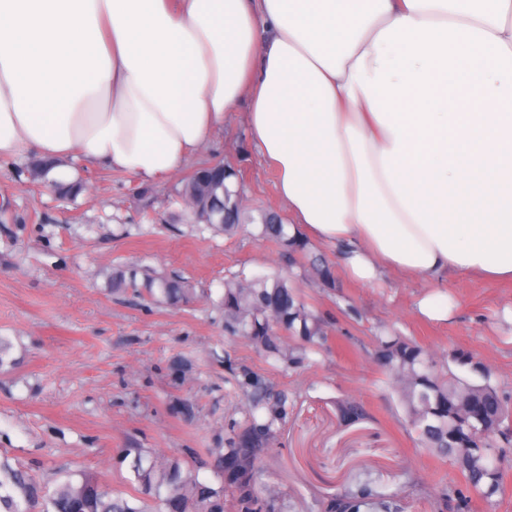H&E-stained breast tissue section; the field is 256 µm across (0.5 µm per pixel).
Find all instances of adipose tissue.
<instances>
[{"mask_svg":"<svg viewBox=\"0 0 512 512\" xmlns=\"http://www.w3.org/2000/svg\"><path fill=\"white\" fill-rule=\"evenodd\" d=\"M289 234L349 276L512 283V0H0V158L149 184L240 104Z\"/></svg>","mask_w":512,"mask_h":512,"instance_id":"ef3b65f1","label":"adipose tissue"}]
</instances>
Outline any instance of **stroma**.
Masks as SVG:
<instances>
[{"label": "stroma", "instance_id": "stroma-1", "mask_svg": "<svg viewBox=\"0 0 512 512\" xmlns=\"http://www.w3.org/2000/svg\"><path fill=\"white\" fill-rule=\"evenodd\" d=\"M221 160L241 175L246 226L216 233L181 220L172 204L177 176L153 185L154 208L143 214L139 183L119 171L78 167L93 189L62 206L30 182L22 158H0V200L12 223L0 230V336L11 348L0 361V459L32 468L41 482L62 472L92 471L111 488L128 487L125 448L198 453L214 447L224 420L242 417L229 394L225 361L243 362L298 396L282 435V453L268 457L266 482L288 497L289 512L342 493L355 480L404 487V512H432L428 490L449 466L425 452L401 424L402 410L374 361V337L395 332L432 351L475 352L512 392V284L459 274L449 279L452 314L422 317V282L390 273L370 284L335 269L323 288L312 272L291 279L307 302L336 320L332 349L304 368L282 372L242 340L224 333L216 305L224 284L269 276L278 255L258 240L260 216L287 210L276 177L251 147L243 112L230 113L223 138L193 156L189 167ZM122 265L178 273L212 300L181 310L147 309L112 293ZM189 361L193 375L180 394L197 399L198 419L170 408L168 367ZM361 400L370 421L343 426L334 401Z\"/></svg>", "mask_w": 512, "mask_h": 512}]
</instances>
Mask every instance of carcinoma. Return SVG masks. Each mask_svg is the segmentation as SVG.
I'll return each mask as SVG.
<instances>
[{
    "label": "carcinoma",
    "mask_w": 512,
    "mask_h": 512,
    "mask_svg": "<svg viewBox=\"0 0 512 512\" xmlns=\"http://www.w3.org/2000/svg\"><path fill=\"white\" fill-rule=\"evenodd\" d=\"M55 164L30 158L31 182L52 188L61 201L71 203L84 193L86 182L63 184L49 179ZM235 177L222 161L199 167L180 181L176 197L188 217L216 231L240 225L244 215L240 191L227 179ZM259 237L279 248L280 258L292 266L309 258L313 248L299 237H288L274 213L260 218ZM312 270L324 286L334 284L331 267L322 259ZM112 290L168 308L188 307L202 294L179 274L157 275L136 266L112 271ZM217 305L224 313V332L246 339L264 358L288 369L300 368L310 354L329 347L335 322L319 314L283 274L227 282ZM376 363L388 377L403 410L404 425L421 448L450 462L457 472L440 478L432 497L433 512H469L471 495L488 503L504 491V469L512 463V396L493 382L492 370L472 352L451 349L437 357L403 336L374 337ZM229 392L245 401L240 420L224 423V436L208 449L209 459L185 454L156 457L144 462L136 453L130 463L132 493L109 488L94 473L48 487L27 470L0 462V512H167L173 496L178 512H284L283 496L261 481L262 461L278 448L295 400L251 366L228 364ZM190 369L181 361L168 367L170 385L178 389ZM173 410L187 421L195 419L199 404L191 398H173ZM340 419L348 424L366 419L364 405L349 398L336 401ZM213 469L218 486L204 482L198 470ZM400 497L368 484L355 491L319 500L315 512H401Z\"/></svg>",
    "instance_id": "1"
}]
</instances>
